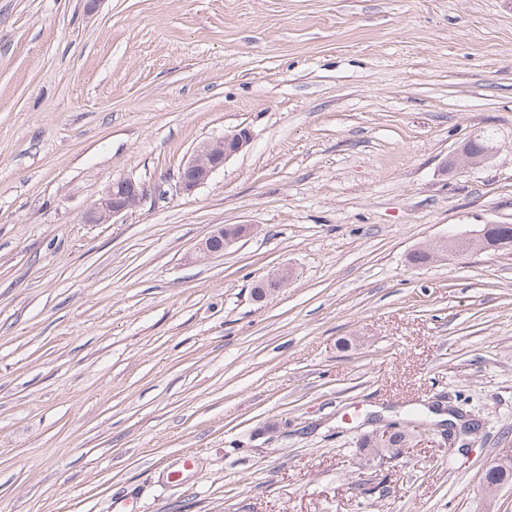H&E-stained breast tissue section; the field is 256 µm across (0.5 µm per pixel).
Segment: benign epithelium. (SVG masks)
Segmentation results:
<instances>
[{
	"instance_id": "obj_1",
	"label": "benign epithelium",
	"mask_w": 512,
	"mask_h": 512,
	"mask_svg": "<svg viewBox=\"0 0 512 512\" xmlns=\"http://www.w3.org/2000/svg\"><path fill=\"white\" fill-rule=\"evenodd\" d=\"M250 140V131L246 128H238L219 139L204 141L197 145L180 169L179 184L182 191L189 194L206 184L214 174L224 168V164L229 159L240 153ZM492 155L493 151L490 150L482 156H473L469 146L466 145L460 153L453 156L449 164L452 166L478 165L490 159ZM147 195V188L133 179L115 180L88 209L86 220L91 224L108 223L139 207ZM239 240L240 237L237 235L224 236V228L219 227L196 244L193 252L187 256V260L222 256L226 249ZM393 433H395V426L390 421L385 423L384 427L370 432L379 444V449L374 456L381 466L400 459L399 455L388 448Z\"/></svg>"
}]
</instances>
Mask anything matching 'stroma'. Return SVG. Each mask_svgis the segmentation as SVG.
<instances>
[{"mask_svg":"<svg viewBox=\"0 0 512 512\" xmlns=\"http://www.w3.org/2000/svg\"><path fill=\"white\" fill-rule=\"evenodd\" d=\"M126 177L142 205L85 223ZM225 224L255 231L188 262ZM486 224H512V0H0V512H512L483 484L512 245L409 260ZM420 404L404 457L355 469L368 416ZM250 140V131L247 128H238L219 139L201 142L180 169L179 184L182 191L189 194L206 184Z\"/></svg>","mask_w":512,"mask_h":512,"instance_id":"35a3bbf8","label":"stroma"}]
</instances>
